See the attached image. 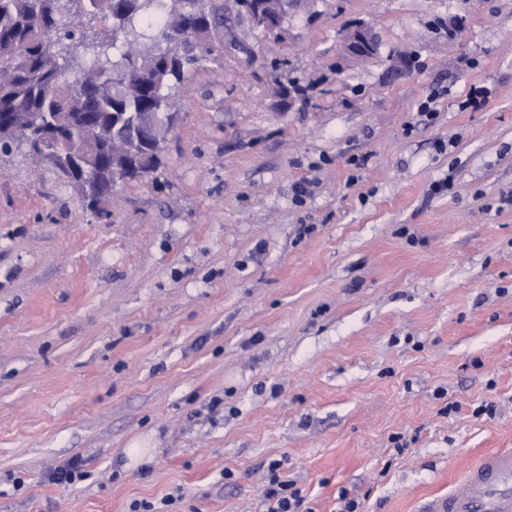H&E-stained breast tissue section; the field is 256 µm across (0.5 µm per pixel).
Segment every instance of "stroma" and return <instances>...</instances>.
<instances>
[{
  "label": "stroma",
  "mask_w": 512,
  "mask_h": 512,
  "mask_svg": "<svg viewBox=\"0 0 512 512\" xmlns=\"http://www.w3.org/2000/svg\"><path fill=\"white\" fill-rule=\"evenodd\" d=\"M225 18L153 179L95 212L0 153V512H260L273 459L313 512H418L512 448V0ZM343 48L351 58H362L374 50V41L364 25H355L343 37ZM87 476V472L83 470L81 459L74 457L64 466L56 469L49 479L54 483L73 485L84 481Z\"/></svg>",
  "instance_id": "1"
}]
</instances>
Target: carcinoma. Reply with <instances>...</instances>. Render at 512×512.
Returning <instances> with one entry per match:
<instances>
[{
  "instance_id": "obj_1",
  "label": "carcinoma",
  "mask_w": 512,
  "mask_h": 512,
  "mask_svg": "<svg viewBox=\"0 0 512 512\" xmlns=\"http://www.w3.org/2000/svg\"><path fill=\"white\" fill-rule=\"evenodd\" d=\"M0 0V138L8 153L23 144L35 150L34 132L53 128L76 140L88 167L68 172L75 192L91 208L112 197V151L95 135L73 124L94 112L123 139L139 112L177 111L185 82L224 55V41L212 36L219 0H201L172 28L200 41L197 54L168 63L161 58L162 33L181 14V0ZM128 74L130 88L106 85V76ZM125 116L112 126V113Z\"/></svg>"
}]
</instances>
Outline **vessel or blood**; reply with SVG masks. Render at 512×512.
Masks as SVG:
<instances>
[{
  "label": "vessel or blood",
  "mask_w": 512,
  "mask_h": 512,
  "mask_svg": "<svg viewBox=\"0 0 512 512\" xmlns=\"http://www.w3.org/2000/svg\"><path fill=\"white\" fill-rule=\"evenodd\" d=\"M420 512H512V448L481 457L466 470L460 489L429 498Z\"/></svg>",
  "instance_id": "1"
}]
</instances>
